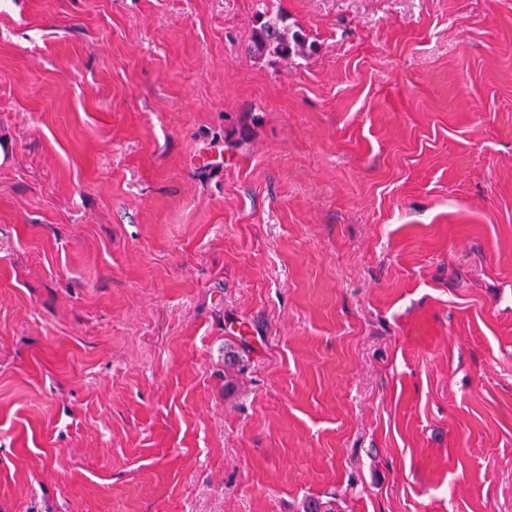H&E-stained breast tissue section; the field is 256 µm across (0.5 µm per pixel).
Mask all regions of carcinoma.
<instances>
[{
	"mask_svg": "<svg viewBox=\"0 0 512 512\" xmlns=\"http://www.w3.org/2000/svg\"><path fill=\"white\" fill-rule=\"evenodd\" d=\"M260 27L250 46V52L263 56L276 55L284 60L288 58L306 59L311 56L313 44L307 41L303 31H293L285 24L282 14L262 0V11L258 12ZM296 512H337L333 500L320 501L307 499Z\"/></svg>",
	"mask_w": 512,
	"mask_h": 512,
	"instance_id": "1",
	"label": "carcinoma"
}]
</instances>
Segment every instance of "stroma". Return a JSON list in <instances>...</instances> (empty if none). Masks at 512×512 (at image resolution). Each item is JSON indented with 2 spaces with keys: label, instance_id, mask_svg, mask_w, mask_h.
Returning <instances> with one entry per match:
<instances>
[{
  "label": "stroma",
  "instance_id": "stroma-1",
  "mask_svg": "<svg viewBox=\"0 0 512 512\" xmlns=\"http://www.w3.org/2000/svg\"><path fill=\"white\" fill-rule=\"evenodd\" d=\"M256 2L0 8V512H512V0ZM262 11L257 14L260 17V27L250 46V52L254 55H276L284 60L288 58L306 59L311 56L313 44H308L306 34L299 29L292 31L285 24L282 14L262 0Z\"/></svg>",
  "mask_w": 512,
  "mask_h": 512
}]
</instances>
